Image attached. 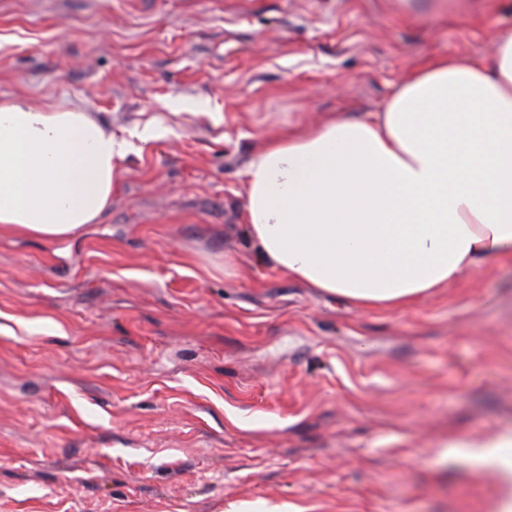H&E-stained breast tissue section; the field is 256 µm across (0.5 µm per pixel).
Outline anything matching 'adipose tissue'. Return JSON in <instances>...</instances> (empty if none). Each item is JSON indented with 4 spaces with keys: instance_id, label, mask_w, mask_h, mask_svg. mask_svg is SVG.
<instances>
[{
    "instance_id": "adipose-tissue-1",
    "label": "adipose tissue",
    "mask_w": 512,
    "mask_h": 512,
    "mask_svg": "<svg viewBox=\"0 0 512 512\" xmlns=\"http://www.w3.org/2000/svg\"><path fill=\"white\" fill-rule=\"evenodd\" d=\"M125 151L89 113L0 98V233L61 241L112 201ZM258 255L360 310H395L512 260V31L436 57L383 111L271 139L249 163Z\"/></svg>"
}]
</instances>
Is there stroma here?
Here are the masks:
<instances>
[{
	"label": "stroma",
	"instance_id": "stroma-1",
	"mask_svg": "<svg viewBox=\"0 0 512 512\" xmlns=\"http://www.w3.org/2000/svg\"><path fill=\"white\" fill-rule=\"evenodd\" d=\"M512 0H0V97L126 144L74 238L0 233V512H501L512 264L355 311L252 249L270 139L490 57Z\"/></svg>",
	"mask_w": 512,
	"mask_h": 512
}]
</instances>
